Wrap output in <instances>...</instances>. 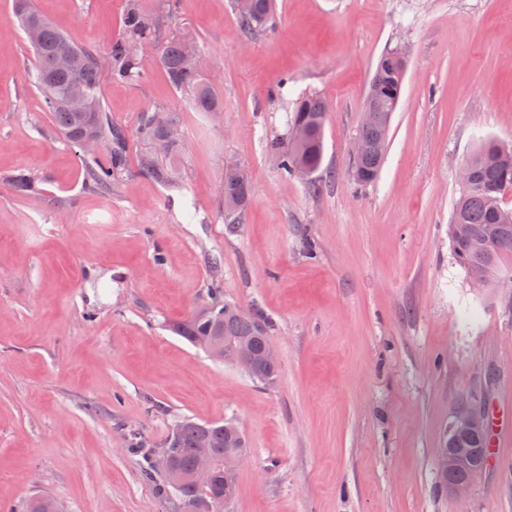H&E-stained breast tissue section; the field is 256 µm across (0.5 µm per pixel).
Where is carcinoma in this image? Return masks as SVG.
Listing matches in <instances>:
<instances>
[{
    "mask_svg": "<svg viewBox=\"0 0 512 512\" xmlns=\"http://www.w3.org/2000/svg\"><path fill=\"white\" fill-rule=\"evenodd\" d=\"M273 8V0H252L249 13H236L245 36L253 37L267 29ZM14 16L21 28L33 24L38 30L37 40L30 42L36 57L32 82L50 112L56 130L76 145L88 130L110 144V149L92 155L88 166V183L92 187L119 181L126 173L128 163L125 130L112 123L103 105L102 71L108 70L115 82H137L142 76L140 48L156 44L169 83L185 96L194 111L215 113L223 110V101L204 74L186 64L187 56L198 52L196 43L178 28L164 42L155 43L162 19L146 10L142 0H126L124 33L110 41L103 59L95 51L70 41L41 14L34 0H14ZM403 58L405 53L393 48L385 51L377 61L369 88L376 122L360 127L358 133L371 144V150L350 162L352 179L358 185L372 183L381 169L386 152L382 131L396 112L401 98ZM158 111L166 113L171 121L181 123L180 114L173 110L155 107L140 111L137 134L149 144L161 135V129L153 123V115ZM326 121L327 107L320 97L305 95L295 103L288 127L300 125L307 128L306 142L296 146L278 137L267 142V151L276 159L285 177H294V170L299 166H306L315 173L321 170ZM505 149L512 152V144L487 140L466 160L472 178L461 186L449 224L454 258L478 286L500 277L505 258L512 257V208L503 202L505 195L512 191V165L502 161ZM180 151L181 145L177 144L163 155L154 151L146 153L139 160L140 170L164 185L174 184L179 173L172 161ZM222 195L226 230L233 234L243 224L252 196L251 178L244 167L236 163L225 167ZM170 329L197 348L211 341L235 338L248 341L258 354L266 337L274 330V324L257 308L252 319H239L236 306L224 300L219 289L213 288L210 301L201 308L200 314L173 322ZM204 446L226 463L238 453L249 451L242 431H226L221 421L199 423L191 419L173 426L163 449L177 469L186 471L192 468ZM127 451L138 457L141 477L154 484L158 497L176 496L183 512H222L224 468L215 472L209 493L205 494L190 483L174 486L172 476L156 464L158 449L150 447L146 440L132 437ZM25 512H63V508L55 498L39 494L28 499Z\"/></svg>",
    "mask_w": 512,
    "mask_h": 512,
    "instance_id": "1",
    "label": "carcinoma"
}]
</instances>
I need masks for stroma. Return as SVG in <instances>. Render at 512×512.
<instances>
[{
	"mask_svg": "<svg viewBox=\"0 0 512 512\" xmlns=\"http://www.w3.org/2000/svg\"><path fill=\"white\" fill-rule=\"evenodd\" d=\"M77 45L106 55L125 0H35ZM224 102L191 111L154 47L133 84L102 77L128 136V170L85 184L82 150L54 129L34 58L0 0V512L36 494L66 512H180L127 452L173 424L231 419L250 460L232 512H512V436L458 497L435 450L453 407H512V288H478L448 236L458 170L483 139L512 144V0H277L244 37L231 0H179ZM407 69L377 179L350 159L380 55ZM305 94L328 108L311 192L266 141ZM180 111L179 186L142 173L146 107ZM252 174L246 222L224 232L227 162ZM32 177L23 195L10 180ZM314 254H307V246ZM275 325L279 373L264 386L171 333L208 300Z\"/></svg>",
	"mask_w": 512,
	"mask_h": 512,
	"instance_id": "35a3bbf8",
	"label": "stroma"
}]
</instances>
